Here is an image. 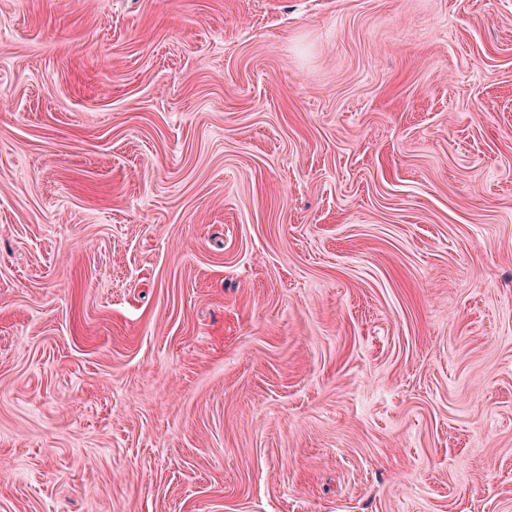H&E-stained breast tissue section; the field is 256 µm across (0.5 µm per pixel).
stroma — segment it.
<instances>
[{"instance_id":"obj_1","label":"stroma","mask_w":512,"mask_h":512,"mask_svg":"<svg viewBox=\"0 0 512 512\" xmlns=\"http://www.w3.org/2000/svg\"><path fill=\"white\" fill-rule=\"evenodd\" d=\"M0 512H512V0H0Z\"/></svg>"}]
</instances>
